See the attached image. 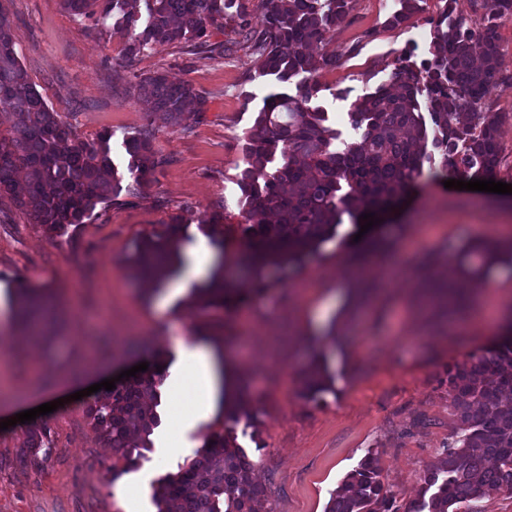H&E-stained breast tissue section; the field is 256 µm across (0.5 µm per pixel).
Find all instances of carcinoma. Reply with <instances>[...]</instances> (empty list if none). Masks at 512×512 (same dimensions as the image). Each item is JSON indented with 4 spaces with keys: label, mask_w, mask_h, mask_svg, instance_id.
<instances>
[{
    "label": "carcinoma",
    "mask_w": 512,
    "mask_h": 512,
    "mask_svg": "<svg viewBox=\"0 0 512 512\" xmlns=\"http://www.w3.org/2000/svg\"><path fill=\"white\" fill-rule=\"evenodd\" d=\"M420 0H397L387 24L397 27L419 9ZM138 0H63L72 14L126 31V58L134 61L165 44L179 43L194 51L224 54V44L210 42L212 30L237 20L238 34L261 58L259 76L286 82L302 76L301 93L271 92L263 99L245 136L238 184L245 201L242 211L245 252L256 276L269 263L298 261L336 232L343 215L352 221L370 213L381 217L397 208L425 176L424 163L459 180H489L501 164L500 129L506 118L487 99L494 87L512 81L499 48L498 29L512 18V0H471L483 10L474 25L456 12L454 0L434 22L432 59L418 64L404 53L389 80L352 103L349 118L360 140L336 149V131L324 125L325 113L309 106L318 93L314 74L336 64V53L314 58L309 48L325 31L342 23L350 0H261L266 27L249 30L242 0H145L147 19L137 12ZM137 98L177 125L190 106L204 111L205 100L188 82H173L163 69L139 76L132 85ZM0 107L17 116L13 131L0 135V193L17 202L49 231L82 224L97 204L121 191L137 197L166 163L146 129L125 140L133 181L123 187L110 157L111 135L99 146L72 143L70 127L51 110L20 64L12 38L10 14L0 8ZM435 126L428 136L422 112ZM23 168L27 184L16 189L14 173ZM180 225L167 224L139 240L130 258L138 276L159 284L179 263ZM502 258L496 246L470 243L460 252L455 279L427 281L423 295L441 315L461 312L470 302L465 284L481 285ZM219 280L198 289L194 299L204 306H222L233 289ZM19 316L25 326L43 334L55 322L50 295L23 288ZM156 375L140 372L115 383L116 389L89 406V415L105 445L112 448V471L133 463L131 436L149 432L158 423ZM329 389L320 364L304 374L303 392L310 398ZM451 406L459 432L445 457L424 477L420 499L403 506L383 491L378 459L367 457L350 473L326 512H450V508L492 490L512 491V407L500 404L512 392V338L448 370ZM246 389L235 382L229 414H246ZM253 464L229 438L214 434L186 467L154 491L158 512H260L265 489L252 476Z\"/></svg>",
    "instance_id": "1"
}]
</instances>
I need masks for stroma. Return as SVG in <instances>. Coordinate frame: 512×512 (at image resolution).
I'll return each mask as SVG.
<instances>
[{
  "label": "stroma",
  "mask_w": 512,
  "mask_h": 512,
  "mask_svg": "<svg viewBox=\"0 0 512 512\" xmlns=\"http://www.w3.org/2000/svg\"><path fill=\"white\" fill-rule=\"evenodd\" d=\"M392 6L351 0L345 21L317 45L338 60L316 73L312 104L327 112L341 140H359L348 117L352 102L387 82L403 53L429 58L445 0H420L419 11L396 28L385 23ZM0 7L11 14L21 65L74 141L95 144L110 133L112 165L126 183L127 137L153 129L167 159L141 196L98 204L85 223L54 233L0 194V316L11 320L0 324V422L46 399L66 400L41 416L47 437L38 452L28 449L29 424L0 429V512H117L112 451L92 425L89 398L75 399V392L143 362L170 366L175 333L207 339L222 329L234 335L227 365L250 383L251 416L235 423L219 415L180 432L192 392L159 384V422L134 466L149 486L176 474L211 435L228 432L256 468L267 512H325L370 455L379 459L388 493L404 505L417 500L427 469L458 428L448 369L489 344L477 315L435 323L420 282L447 271L472 239H512V195L448 189L437 177L367 232L338 225L301 263L269 264L254 275L240 263L244 136L263 98L296 95L299 78L257 77L256 56L229 29L212 35L225 43L224 55L164 45L131 62L124 32H89V20L69 13L62 0H0ZM159 68L192 83L205 113H184L172 127L130 95L137 76ZM489 105L509 115L497 179L512 184V82L495 87ZM214 214L224 217V279L242 289V301L194 304V289L207 281L188 277L185 262L157 286L135 274L127 258L144 235L180 217L184 252L208 239L204 222ZM379 239L387 259H368ZM260 282L262 295H253ZM354 282L367 296L352 297ZM177 284L181 292L171 295ZM27 285L51 289L60 300L61 321L48 340L22 337L14 320L17 290ZM315 360L332 387L311 399L301 378ZM170 439L177 455L162 451Z\"/></svg>",
  "instance_id": "stroma-1"
}]
</instances>
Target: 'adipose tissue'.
<instances>
[{
    "label": "adipose tissue",
    "instance_id": "ef3b65f1",
    "mask_svg": "<svg viewBox=\"0 0 512 512\" xmlns=\"http://www.w3.org/2000/svg\"><path fill=\"white\" fill-rule=\"evenodd\" d=\"M172 345L178 362L169 369V381L177 384L185 376H196L200 386L195 420L199 423L209 421L218 411L224 386V357L211 344L194 336L173 337Z\"/></svg>",
    "mask_w": 512,
    "mask_h": 512
}]
</instances>
